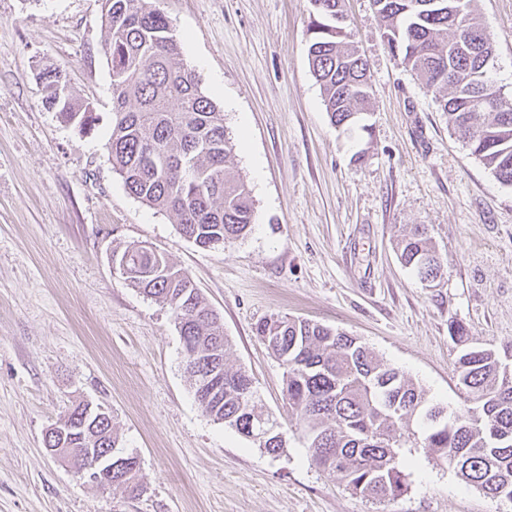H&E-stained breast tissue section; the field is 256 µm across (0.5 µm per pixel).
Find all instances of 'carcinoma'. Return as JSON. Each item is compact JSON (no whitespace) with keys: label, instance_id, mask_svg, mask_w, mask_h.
Here are the masks:
<instances>
[{"label":"carcinoma","instance_id":"1","mask_svg":"<svg viewBox=\"0 0 512 512\" xmlns=\"http://www.w3.org/2000/svg\"><path fill=\"white\" fill-rule=\"evenodd\" d=\"M108 28L105 54L112 78V133L107 143L112 170L146 205L176 219L183 236L202 248L244 237L254 224L251 192L234 173L235 144L224 113L181 59L169 20L149 0H104ZM384 22L392 56L435 92L448 126L463 147L503 185H512V102L499 112L479 101L497 91L491 73L494 48L475 0H373ZM307 25L310 70L323 93L331 124H352L370 100L367 60L336 29L342 0H310ZM44 105L61 121L91 132L97 116L68 88L62 71L38 73ZM402 263L420 278L440 275L442 263L428 230L415 224L399 243ZM121 275L145 297L169 307L183 347L208 367L215 352L227 357L229 340L221 317L192 280L150 248L123 253ZM256 335L284 366V395L304 432L311 461L339 476L352 493L375 501L406 486L408 441L453 468L488 497L512 500V354L478 346L465 325L450 327L460 345L458 392L467 407L448 413L431 403L414 382L378 358L358 338L303 319L271 317ZM218 390L192 382L203 412L258 444L270 455L283 452L281 426L262 401L248 399L236 380L247 371L222 367ZM417 430L401 432L402 420ZM69 445L84 447L89 427L81 404L66 413ZM112 418L100 421L97 447L119 454Z\"/></svg>","mask_w":512,"mask_h":512}]
</instances>
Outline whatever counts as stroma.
Listing matches in <instances>:
<instances>
[{"label": "stroma", "instance_id": "1", "mask_svg": "<svg viewBox=\"0 0 512 512\" xmlns=\"http://www.w3.org/2000/svg\"><path fill=\"white\" fill-rule=\"evenodd\" d=\"M153 4L237 140L255 223L199 248L113 172L102 0H0V512H512L411 446L406 492L353 494L311 463L284 368L255 334L284 315L344 331L429 402L459 408L450 324L512 347V186L455 140L434 93L392 57L372 0L345 2L372 83L348 128L331 124L310 71V0ZM475 6L512 98V0ZM49 65L98 115L91 133L45 108L37 74ZM413 224L443 259L430 285L399 260ZM134 244L162 253L218 311L230 365L282 426L280 455L202 412L168 308L112 265ZM80 401L106 408L119 448L138 456L139 494L78 481L45 448Z\"/></svg>", "mask_w": 512, "mask_h": 512}]
</instances>
